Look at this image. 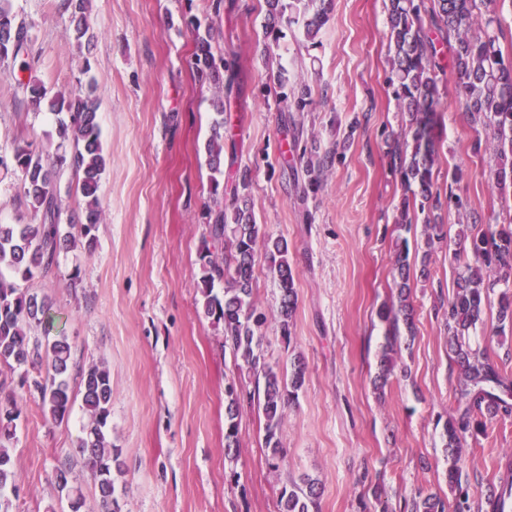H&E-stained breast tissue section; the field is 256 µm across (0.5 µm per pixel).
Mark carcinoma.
<instances>
[{
	"instance_id": "carcinoma-1",
	"label": "carcinoma",
	"mask_w": 512,
	"mask_h": 512,
	"mask_svg": "<svg viewBox=\"0 0 512 512\" xmlns=\"http://www.w3.org/2000/svg\"><path fill=\"white\" fill-rule=\"evenodd\" d=\"M319 2L305 22L307 40L316 39L327 20L329 0ZM300 0H265V30L277 41L281 26L296 21ZM494 0H388L386 38L393 51L386 86L406 116L405 127L393 137L390 146V171L404 189L395 223L406 228L417 214L424 215L426 250L420 263L426 272L432 249L447 236L442 224L443 210L462 212L469 202L448 188L442 197L435 189L434 169L438 163L437 139L441 119L440 75L444 59H449L458 78V92L464 100L473 125L481 127L471 143L475 155L488 154L492 161L490 186L498 195L502 218L476 232L461 225L457 234L455 257L461 261L454 292L448 299V336L454 362L459 368L455 400L456 413L448 416L443 427V447L451 464L448 486L456 492L455 512H470L468 492L463 489L458 463L465 434L471 431L475 415L493 419L512 413L505 396L512 394V383L470 343V336L482 323L491 293L499 285L496 335L512 331V62L505 60L500 43V20L489 9ZM88 0H68L75 38L80 40L90 30ZM196 50L189 62L202 82L214 85L212 100L214 118L211 134L204 144L210 170L212 202L203 212L211 238L224 244V254L201 253V277L197 284L202 307L207 317L223 326L224 346L230 348L247 368L262 377L265 443L271 460L277 461L282 451L280 427L286 404L298 396L305 379V365L297 359L291 372L280 374L268 365L257 350L256 330L266 321L251 302V280L259 250L273 270L280 291L277 320L283 335H290V320L296 309V289L289 260L288 242L260 235V226L249 206L252 183L250 168L224 169V112L232 95L240 92L238 62L234 57H217L212 51L211 29L195 28ZM31 42L30 26L17 18L10 8L0 4V63L19 64ZM269 79L282 90L288 101L283 125H292L303 135L293 113L303 112L311 104L310 93L303 87L290 88L285 73L272 72ZM57 112L67 119L59 126V137L71 141L75 152L70 166L78 176L79 189L85 198V222L80 233L87 245L94 243L92 231L99 223L98 190L107 168V157L101 142L98 121L99 103L92 87L78 95H60L51 100ZM291 158L299 163L309 186L320 181L324 171L333 167L336 149L320 150L316 141L293 140ZM12 159L20 173V189L29 202L37 224H0V362L9 368L30 366L45 369V376L33 381L40 407L55 421L70 414L72 401L65 379L71 357L66 339L42 342L30 336L42 324L48 312L45 301L38 299L8 280L3 270L23 280L51 269L58 262L68 235L63 232V212L57 203V180L66 158L48 162L31 146H17ZM231 181V203H224V180ZM73 224L72 218H67ZM224 283V298L213 294L215 282ZM395 301L379 307L377 316L387 327L385 343L378 357L374 389L384 390L394 373V358L401 342V329L414 335L413 306L410 302V264L407 239H401L393 264ZM82 403L89 422L86 436L78 452L86 460L90 475L98 487L102 512H121L115 495V474L122 473L119 449L108 441L104 429L110 414L112 382L109 372L91 365L81 375ZM224 454L237 449L238 399L234 389H227ZM0 512H9L8 493H17L12 449L5 445L14 435V421L22 409L14 392L0 388ZM506 475L499 479L487 497L491 512H500L498 504L512 499V462L505 465ZM58 488L66 494L70 512H81L84 499L80 490L69 486L67 470L57 475ZM321 488L315 480L304 485L285 486L280 491L281 512H319ZM445 501L436 493L418 494L411 512H446Z\"/></svg>"
}]
</instances>
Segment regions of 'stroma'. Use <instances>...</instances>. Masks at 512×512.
<instances>
[{
  "label": "stroma",
  "mask_w": 512,
  "mask_h": 512,
  "mask_svg": "<svg viewBox=\"0 0 512 512\" xmlns=\"http://www.w3.org/2000/svg\"><path fill=\"white\" fill-rule=\"evenodd\" d=\"M386 3L331 0L316 41L293 24L265 61V0H223L218 12L212 0H89L94 36L82 42L68 30L62 0H10L31 42L25 71L0 65V154L20 144L50 157L71 153L57 136L56 116L33 106L21 85L36 81L54 95L90 83L108 161L95 248L73 234L56 266L18 283L48 301L50 319L37 336H63L71 346L74 407L64 421L44 417L29 399L37 371L0 363V383L26 398L9 442L19 487L11 512H68L56 482L61 468L81 489L83 512H100L77 453L87 422L79 384L94 364L112 381L105 433L121 451L122 512H279L282 487L306 478L322 489L320 512H407L427 491L452 501L442 431L458 376L447 327L455 238L460 225L492 223L499 201L488 185L490 158L471 152L475 132L456 76L446 72L435 184L443 192L455 187L470 207L444 212L447 237L431 254L428 276L412 267L415 335L376 393L385 332L376 312L391 297L395 243L404 237L420 251L425 241L422 224L407 231L394 222L401 191L389 173L386 139L400 131L402 114L385 85ZM195 22L211 28L215 54L240 60L241 93L225 113L226 135L236 163L253 171L249 203L261 231L287 240L294 271L298 301L287 337L272 318L279 290L266 259H258L252 281V301L269 316L256 335L266 362L283 373L297 356L307 366L297 399L284 410L275 469L264 416L246 402L236 419L238 451L224 454L226 390L246 395L254 378L225 349L196 287L202 251L218 254L222 246L202 219L214 89L188 65ZM278 69L311 90L306 137L324 150L348 143L312 189L294 188L283 171L286 103L268 79ZM458 168L464 177L456 184ZM33 221L18 174L0 168V224ZM496 313V305L486 308L470 342L512 379V340L494 335ZM511 455L512 416L467 434L462 477L472 512H489L487 494Z\"/></svg>",
  "instance_id": "35a3bbf8"
}]
</instances>
